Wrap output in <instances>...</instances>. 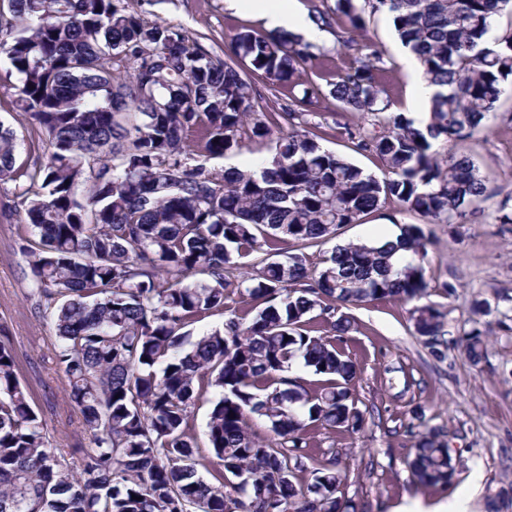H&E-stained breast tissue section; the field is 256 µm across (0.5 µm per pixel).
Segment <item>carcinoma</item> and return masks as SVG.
Listing matches in <instances>:
<instances>
[{
  "instance_id": "1",
  "label": "carcinoma",
  "mask_w": 512,
  "mask_h": 512,
  "mask_svg": "<svg viewBox=\"0 0 512 512\" xmlns=\"http://www.w3.org/2000/svg\"><path fill=\"white\" fill-rule=\"evenodd\" d=\"M511 3L313 4L312 20L336 39L326 81L336 111L380 112L391 68L368 35L378 12L437 87L423 128L402 113L380 130L337 124L354 151L385 163L391 176L379 180L307 130L324 95L298 82L308 42L240 28L226 60L122 0H0V57L46 143L22 169L17 135L0 124V182L15 183L39 236L22 245L35 309L55 323L56 366L92 443L77 468L47 447L0 330V512H353L336 496L335 458L319 461L307 487L297 477L316 431L363 424L351 393L360 373L351 321L337 311L424 296L427 237L405 224L393 242L336 246L315 270L284 245L317 242L390 201L430 223L477 212L489 194L472 159L432 147L487 128L512 82V28L492 43L488 34ZM242 62L269 90L288 91L278 111H255ZM274 126L272 166L207 167ZM258 250L262 266L232 281L229 269ZM193 274L202 279L188 281ZM236 291L258 306H228ZM215 312L226 314L223 327L190 340L188 327ZM411 320L445 359V313L425 304ZM455 347L475 366L486 359L477 328ZM299 360L314 379L287 376ZM211 391L207 436L220 470L209 482L192 415ZM253 415L265 432L252 429ZM412 448L416 482L452 479L445 432L432 429Z\"/></svg>"
}]
</instances>
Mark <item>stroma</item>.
Returning a JSON list of instances; mask_svg holds the SVG:
<instances>
[{"label": "stroma", "instance_id": "35a3bbf8", "mask_svg": "<svg viewBox=\"0 0 512 512\" xmlns=\"http://www.w3.org/2000/svg\"><path fill=\"white\" fill-rule=\"evenodd\" d=\"M124 2L149 19L182 25L190 37L210 38L219 54L226 52L233 29H264L249 11L230 9L227 0ZM369 32L391 61L389 109L406 112L411 74L405 48L388 15H375ZM336 118L335 100L325 98L310 127L320 145L384 178L381 160L354 152L337 135ZM0 123L16 132L20 161L42 156L39 128L16 104L9 87H0ZM435 148L442 154L469 155L492 195L466 223L424 226L429 288L422 301L447 311L451 342L474 327L487 331V360L473 365L453 345L445 360L432 357L411 325L414 302L376 300L350 309L349 352L361 367L353 398L363 414L362 428L355 433L317 432L303 476L311 478L315 458H335L342 474L338 494L352 501L357 512H395L411 501L420 502L427 512L455 502L463 503L465 512H487L488 500L512 483V331L504 324L505 317H512V224L496 221L501 201L512 192V89L502 97L487 130L463 144L439 142ZM418 222L417 215L392 202L363 223L341 226L335 235L303 247L289 243L286 249L303 252L316 266L336 245L371 243ZM35 235L24 219L0 222V326L12 338L17 376L42 420L49 447L75 466L79 449L89 447L91 436L55 365L56 327L34 311L33 285L20 244ZM445 283L454 287L453 295L442 292ZM477 299L488 300V313L473 314ZM432 427L447 431L459 466L450 483L421 486L412 482L407 462L413 436Z\"/></svg>", "mask_w": 512, "mask_h": 512}]
</instances>
